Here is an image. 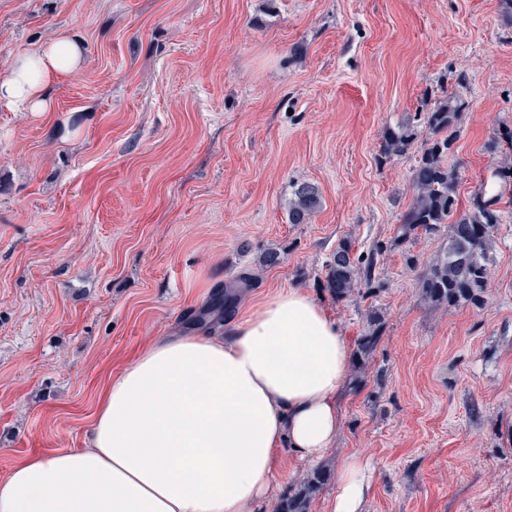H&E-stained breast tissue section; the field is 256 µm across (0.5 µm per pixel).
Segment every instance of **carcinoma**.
<instances>
[{"label": "carcinoma", "instance_id": "cac0c4a2", "mask_svg": "<svg viewBox=\"0 0 512 512\" xmlns=\"http://www.w3.org/2000/svg\"><path fill=\"white\" fill-rule=\"evenodd\" d=\"M463 107L461 99L451 96L438 101L425 113L424 124L435 139L427 143L412 171L413 198L402 216L405 239L430 235L444 224L448 227V246L436 254L419 282L422 299L436 308L461 300L476 305L482 302L488 284L492 229L503 220L504 210L499 204L506 202L512 208V191L507 188L487 200H475L466 210L459 207L458 174L448 160L456 140L451 129L456 126ZM411 139L412 134L404 127L389 130L382 145L384 157L403 153ZM319 205L320 197L314 186L308 183L293 186L288 206L289 223H305ZM379 255L377 246L358 254L351 242H342L327 261L326 288L338 300L350 297L363 287L372 289ZM382 331L381 318L371 314L368 329L358 340V361L372 355ZM326 477V471L321 468L308 472L300 482V489L281 499L278 512H309Z\"/></svg>", "mask_w": 512, "mask_h": 512}]
</instances>
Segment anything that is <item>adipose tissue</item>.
<instances>
[{
	"instance_id": "obj_1",
	"label": "adipose tissue",
	"mask_w": 512,
	"mask_h": 512,
	"mask_svg": "<svg viewBox=\"0 0 512 512\" xmlns=\"http://www.w3.org/2000/svg\"><path fill=\"white\" fill-rule=\"evenodd\" d=\"M82 43L56 34L0 78V106L44 112L78 72ZM347 338L301 288H278L224 332L156 336L106 382L85 448L31 453L0 477V512H253L282 461L315 462L341 427ZM371 465L348 457L329 512H362Z\"/></svg>"
}]
</instances>
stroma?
Returning a JSON list of instances; mask_svg holds the SVG:
<instances>
[{
    "mask_svg": "<svg viewBox=\"0 0 512 512\" xmlns=\"http://www.w3.org/2000/svg\"><path fill=\"white\" fill-rule=\"evenodd\" d=\"M63 30L85 65L49 111L0 107V476L83 448L106 371L151 337L294 287L349 342L368 311L384 322L347 371L309 512L353 454L372 464L364 512H512V213L478 305L419 296L447 230L401 237L432 136L417 115L439 99L466 105L449 158L462 206L512 166L500 0H0V75ZM398 126L412 144L384 158ZM297 183L321 199L303 224L288 221ZM345 240L380 248L379 283L339 301L325 265Z\"/></svg>",
    "mask_w": 512,
    "mask_h": 512,
    "instance_id": "1",
    "label": "stroma"
}]
</instances>
